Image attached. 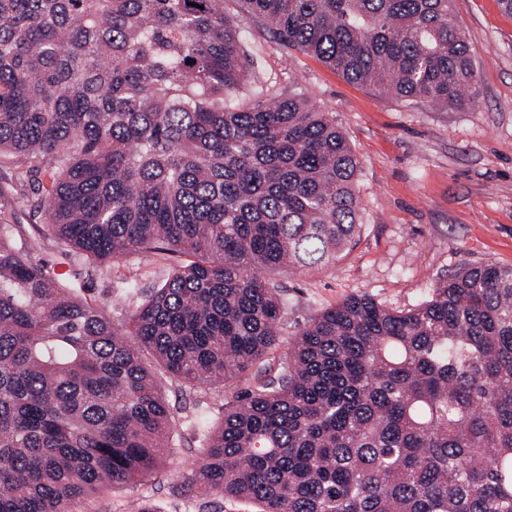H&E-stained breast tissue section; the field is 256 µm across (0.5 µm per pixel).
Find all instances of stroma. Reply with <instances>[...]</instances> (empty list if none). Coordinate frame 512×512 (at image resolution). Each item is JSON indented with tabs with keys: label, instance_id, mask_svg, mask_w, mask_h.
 I'll return each mask as SVG.
<instances>
[{
	"label": "stroma",
	"instance_id": "stroma-1",
	"mask_svg": "<svg viewBox=\"0 0 512 512\" xmlns=\"http://www.w3.org/2000/svg\"><path fill=\"white\" fill-rule=\"evenodd\" d=\"M452 8L469 42L477 96L466 108L436 112L347 81L278 43L239 0H224L225 13L242 22L253 69L270 95L299 84L317 107L335 113L360 166L364 217L351 246L329 266L274 276L288 300L281 342H290L317 310L349 296L407 308L461 265L512 266V15L498 0H452ZM12 173L9 157L0 156V224L18 225L22 238L36 237L46 217L16 195ZM30 261L54 271L77 296L111 304L117 322L127 315L126 286H157L166 274L165 262L152 254L94 270L50 236ZM161 388L170 405L185 403L213 416L226 397L224 387L214 385L183 394L167 380ZM201 449L193 427L179 419L152 476L80 499L73 512H130L136 499L150 501L156 512H199L191 487Z\"/></svg>",
	"mask_w": 512,
	"mask_h": 512
}]
</instances>
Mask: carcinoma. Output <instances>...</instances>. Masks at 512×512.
<instances>
[{
  "label": "carcinoma",
  "instance_id": "cac0c4a2",
  "mask_svg": "<svg viewBox=\"0 0 512 512\" xmlns=\"http://www.w3.org/2000/svg\"><path fill=\"white\" fill-rule=\"evenodd\" d=\"M347 80L466 106L449 0H241ZM224 0H0V154L84 257L152 253L165 282L107 307L0 224V512L156 470L175 422L157 373L232 386L202 426L199 496L256 512H512V267L464 265L407 309L350 296L281 348L270 274L328 266L363 224L357 156L295 86L250 79Z\"/></svg>",
  "mask_w": 512,
  "mask_h": 512
}]
</instances>
